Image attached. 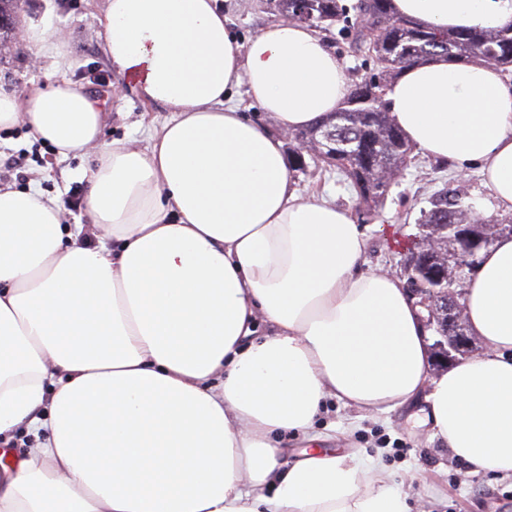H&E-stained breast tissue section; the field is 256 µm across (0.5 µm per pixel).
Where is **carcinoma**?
Listing matches in <instances>:
<instances>
[{"label":"carcinoma","instance_id":"carcinoma-1","mask_svg":"<svg viewBox=\"0 0 512 512\" xmlns=\"http://www.w3.org/2000/svg\"><path fill=\"white\" fill-rule=\"evenodd\" d=\"M20 0H0V43L15 29ZM275 8L288 20L313 28L340 22L350 31L349 44L355 51L365 50L374 58L377 71L350 86L344 106L320 124L295 131V163L305 166L301 142L316 141L329 133L327 141L334 154L322 159L350 181L356 191L357 208L371 220L387 198L394 168L406 169L411 163L413 146L386 110L385 91L393 76L437 56L459 61H478L507 71L512 68V24L497 29H462L448 32L420 27L396 15L391 0H357L353 6L341 0H275ZM364 16L368 24L349 22V13ZM467 224L471 235L489 247L502 230L497 222L474 215L461 192L444 188L421 210L416 236L430 240L432 254L424 260L415 253L416 244L406 248L405 259L416 261V274L422 284L432 283L435 267L448 265V287L454 288L456 267L471 261L458 239L455 225Z\"/></svg>","mask_w":512,"mask_h":512}]
</instances>
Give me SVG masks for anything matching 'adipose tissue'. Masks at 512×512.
<instances>
[{
  "label": "adipose tissue",
  "mask_w": 512,
  "mask_h": 512,
  "mask_svg": "<svg viewBox=\"0 0 512 512\" xmlns=\"http://www.w3.org/2000/svg\"><path fill=\"white\" fill-rule=\"evenodd\" d=\"M426 27L500 28L512 0H393ZM102 51L175 117L144 148L101 139L105 98L59 79L0 92L61 158L93 152L86 212L0 187V512H409L374 459L325 448L327 399L368 414L419 404L430 439L473 474L512 478V235L462 290L481 345L429 373L430 332L401 279L362 272L348 210L297 193L282 133L343 104L341 62L306 25L239 47L217 0H107ZM275 129L247 119L238 95ZM386 108L409 142L478 165L512 214V79L437 57L403 70ZM307 448L289 459L279 438Z\"/></svg>",
  "instance_id": "1"
}]
</instances>
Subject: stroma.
Here are the masks:
<instances>
[{
    "mask_svg": "<svg viewBox=\"0 0 512 512\" xmlns=\"http://www.w3.org/2000/svg\"><path fill=\"white\" fill-rule=\"evenodd\" d=\"M221 6L227 25L243 46L280 18L270 0H222ZM105 7L106 0H25L18 13L17 31L36 22L61 33L65 38L62 50L72 66L62 73L55 71L49 58L13 38L0 47V90L21 96L62 76L86 90L108 93L102 140L118 139L141 148L146 144L145 129L161 127L172 114L162 104L143 103L112 71L101 51L100 20ZM318 35L343 64L348 83L361 81L373 72V60L350 52L337 27L319 30ZM10 158L21 161V170L6 168ZM92 164L93 158L87 154L60 159L50 145L29 136L25 125L0 132V187L24 189L30 181H37L46 194L60 200L64 223L83 225L84 238L91 244L97 242L99 232L90 224L84 207L89 184L77 173ZM292 177L302 197L322 196L348 209L356 205L353 189L337 183L324 163H309L306 170H293ZM447 183L465 194L476 216L499 220L477 170L461 175L450 162L415 154L375 220L365 224L363 272L404 276L408 237L415 233L429 197ZM413 413L412 407L405 406L371 416L330 399L316 426L331 435L332 447L377 458L383 475L402 483L410 512H512V480L471 474L448 449L428 440Z\"/></svg>",
    "mask_w": 512,
    "mask_h": 512,
    "instance_id": "stroma-1",
    "label": "stroma"
}]
</instances>
